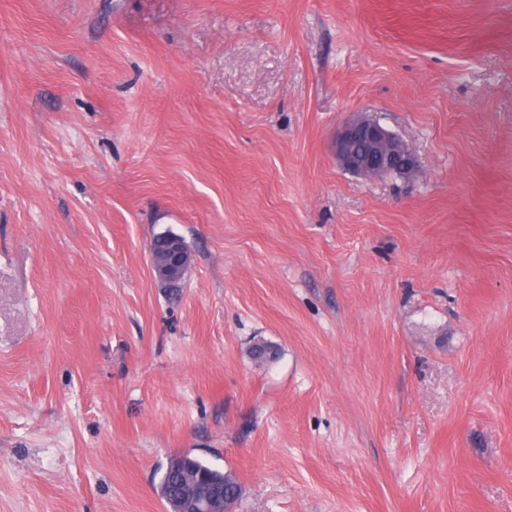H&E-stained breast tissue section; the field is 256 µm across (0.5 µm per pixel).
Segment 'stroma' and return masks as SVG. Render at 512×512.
I'll list each match as a JSON object with an SVG mask.
<instances>
[{
    "label": "stroma",
    "mask_w": 512,
    "mask_h": 512,
    "mask_svg": "<svg viewBox=\"0 0 512 512\" xmlns=\"http://www.w3.org/2000/svg\"><path fill=\"white\" fill-rule=\"evenodd\" d=\"M359 112L417 177L337 167ZM187 450L512 512V0H0V512H166ZM147 252L150 269L159 283L173 287L182 280L189 264V253L181 238L168 235L162 244L152 239Z\"/></svg>",
    "instance_id": "stroma-1"
}]
</instances>
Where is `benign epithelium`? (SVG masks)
Returning a JSON list of instances; mask_svg holds the SVG:
<instances>
[{
  "instance_id": "obj_1",
  "label": "benign epithelium",
  "mask_w": 512,
  "mask_h": 512,
  "mask_svg": "<svg viewBox=\"0 0 512 512\" xmlns=\"http://www.w3.org/2000/svg\"><path fill=\"white\" fill-rule=\"evenodd\" d=\"M333 156L341 170L366 179L387 176L410 179L419 168L405 140L367 113L353 117L342 126L336 135ZM147 252L150 269L159 283L173 287L182 280L189 253L181 238L170 235L162 244L152 240ZM169 506V512H224V491L198 477Z\"/></svg>"
}]
</instances>
